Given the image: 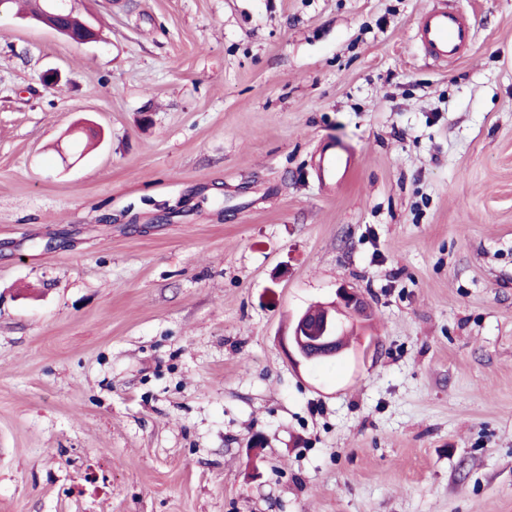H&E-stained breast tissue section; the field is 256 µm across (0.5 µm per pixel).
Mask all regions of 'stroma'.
Masks as SVG:
<instances>
[{
	"label": "stroma",
	"mask_w": 512,
	"mask_h": 512,
	"mask_svg": "<svg viewBox=\"0 0 512 512\" xmlns=\"http://www.w3.org/2000/svg\"><path fill=\"white\" fill-rule=\"evenodd\" d=\"M459 2L450 64L433 0L0 17V512H512V0ZM78 0H39L33 9L29 12L26 18H29L37 23H40L72 40L78 44H86L95 42L98 39V31L95 26L89 22L84 21L76 16L68 17L65 24L72 30H79L83 24V29L73 34L70 29L63 26L61 19L74 14V2ZM418 38L424 50L437 58L453 60L472 42L473 33L464 13L454 1H439L418 23ZM355 166L356 162L352 154L322 148L315 162V173L322 184L331 185L346 178ZM318 316L305 310L294 322L288 338V357L296 364H312L320 359L335 358L344 350L337 342L345 332L344 314L365 313L366 305L356 291L347 286L336 290V301Z\"/></svg>",
	"instance_id": "1"
}]
</instances>
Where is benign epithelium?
Listing matches in <instances>:
<instances>
[{"label":"benign epithelium","mask_w":512,"mask_h":512,"mask_svg":"<svg viewBox=\"0 0 512 512\" xmlns=\"http://www.w3.org/2000/svg\"><path fill=\"white\" fill-rule=\"evenodd\" d=\"M76 0H38L27 18L40 23L78 44L95 42L98 31L89 22L74 34L61 19L74 14ZM366 305L356 291L346 286L336 290V301L325 308L323 315L302 312L294 322L288 338V357L297 364H312L320 359L334 358L342 353L337 342L345 332L344 314L365 312Z\"/></svg>","instance_id":"obj_1"}]
</instances>
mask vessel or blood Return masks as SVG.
I'll list each match as a JSON object with an SVG mask.
<instances>
[{
  "mask_svg": "<svg viewBox=\"0 0 512 512\" xmlns=\"http://www.w3.org/2000/svg\"><path fill=\"white\" fill-rule=\"evenodd\" d=\"M418 38L428 54L452 60L470 45L473 33L454 0H440L437 6L430 8L420 18ZM355 165L352 154L324 148L318 152L315 173L322 184L329 185L346 178Z\"/></svg>",
  "mask_w": 512,
  "mask_h": 512,
  "instance_id": "1",
  "label": "vessel or blood"
}]
</instances>
